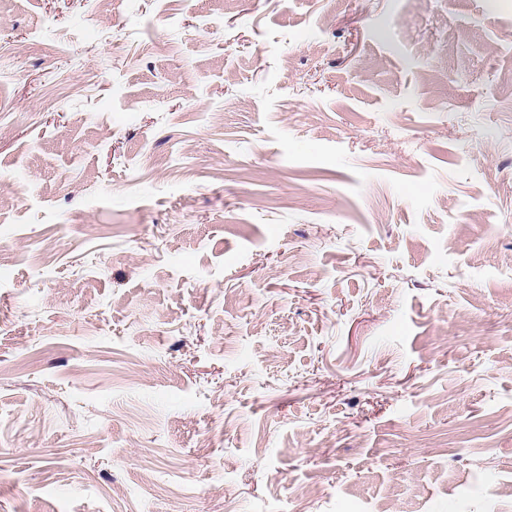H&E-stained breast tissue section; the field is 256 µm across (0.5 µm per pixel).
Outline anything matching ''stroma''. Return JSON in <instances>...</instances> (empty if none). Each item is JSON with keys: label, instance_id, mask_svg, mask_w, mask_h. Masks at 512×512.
Instances as JSON below:
<instances>
[{"label": "stroma", "instance_id": "35a3bbf8", "mask_svg": "<svg viewBox=\"0 0 512 512\" xmlns=\"http://www.w3.org/2000/svg\"><path fill=\"white\" fill-rule=\"evenodd\" d=\"M0 0V512H512V0Z\"/></svg>", "mask_w": 512, "mask_h": 512}]
</instances>
